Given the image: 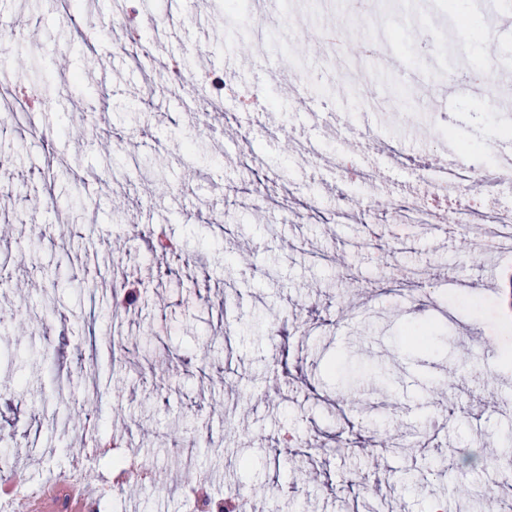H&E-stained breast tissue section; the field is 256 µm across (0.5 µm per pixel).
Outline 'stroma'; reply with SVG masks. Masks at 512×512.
Returning <instances> with one entry per match:
<instances>
[{
  "mask_svg": "<svg viewBox=\"0 0 512 512\" xmlns=\"http://www.w3.org/2000/svg\"><path fill=\"white\" fill-rule=\"evenodd\" d=\"M130 6L170 20L158 41L142 29L153 46L137 64L112 47L126 33L115 0H0L19 32L6 44L14 82L50 105L34 125L0 127V499L53 472V512H74L73 468L108 489L94 512H186L199 472L213 500L233 488L252 512H364L367 495L459 512L474 488L497 490L500 472L473 459L512 460V414L492 409L512 398V252L472 256V230L406 224L397 209L424 156L462 151L495 171L512 154V73L492 77L498 111L448 79L477 72L512 0H364L355 19L341 0ZM250 13L275 23L251 34ZM80 15L99 21L97 42L78 37ZM311 25L368 33L374 48L293 57L296 27ZM237 36L265 68L236 57ZM394 45L431 83L424 110L339 101L344 80L395 98L380 58ZM228 64L269 103L225 101L223 128L208 130L171 68L213 77ZM286 83L315 111L283 98ZM89 125L100 140L62 134ZM400 144L406 158L386 162L382 147ZM348 154L376 180L334 164ZM495 173L494 202L512 211V174ZM35 222L45 235L31 236ZM130 279L139 299L116 309ZM420 328L425 349L406 339ZM123 454L166 487H113Z\"/></svg>",
  "mask_w": 512,
  "mask_h": 512,
  "instance_id": "obj_1",
  "label": "stroma"
}]
</instances>
